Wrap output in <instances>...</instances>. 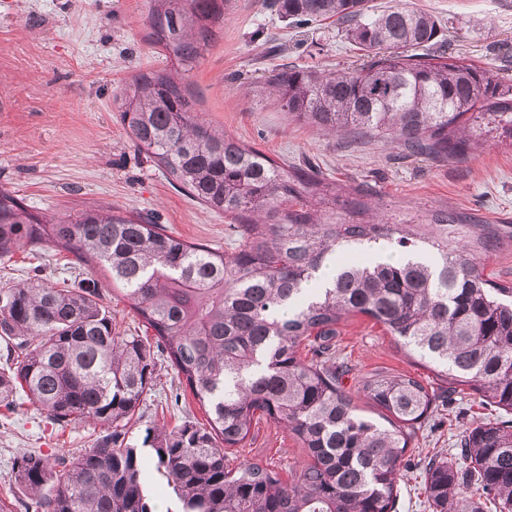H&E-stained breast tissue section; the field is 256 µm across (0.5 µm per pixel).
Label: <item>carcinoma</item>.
I'll return each instance as SVG.
<instances>
[{"label":"carcinoma","mask_w":512,"mask_h":512,"mask_svg":"<svg viewBox=\"0 0 512 512\" xmlns=\"http://www.w3.org/2000/svg\"><path fill=\"white\" fill-rule=\"evenodd\" d=\"M149 40L190 69L216 36L228 0H152ZM299 22L335 19L360 51L347 70L271 75L281 108L328 132L374 138L436 161L468 158L483 137L512 138V79L467 65L440 20L367 0H265ZM121 118L138 149L187 195L231 217L228 255L160 224L89 207L55 221L0 188V254L51 241L99 264L116 296L154 331L120 333L88 288L38 279L0 288V407L23 396L58 424L107 434L78 455L29 452L15 465L31 493L26 512H155L148 461L183 512H393L402 458L437 400L405 375L364 377L381 409L359 412L342 386L338 326L364 315L402 348L512 414V286L485 274L500 228L446 211L394 223L353 185L289 169L193 114L190 91L165 71L120 88ZM300 208L288 207L292 202ZM343 253L332 285L306 284ZM309 347L303 360L299 348ZM170 360L208 426L162 429L150 452L125 442L158 356ZM265 418L286 428L309 461L285 481L261 462L231 466L224 449ZM422 490L435 512H512V420L465 431L460 452L434 457Z\"/></svg>","instance_id":"cac0c4a2"}]
</instances>
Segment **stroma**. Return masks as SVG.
I'll list each match as a JSON object with an SVG mask.
<instances>
[{
	"instance_id": "35a3bbf8",
	"label": "stroma",
	"mask_w": 512,
	"mask_h": 512,
	"mask_svg": "<svg viewBox=\"0 0 512 512\" xmlns=\"http://www.w3.org/2000/svg\"><path fill=\"white\" fill-rule=\"evenodd\" d=\"M371 4L434 14L464 63L512 76V0ZM150 12V0H0V188L42 215L109 208L164 225L184 240L234 251L232 219L175 189L137 150L117 112L114 97L125 81L167 66L148 38ZM357 58L333 21L297 22L270 13L263 0H230L186 82L212 129L288 166L364 185L391 220L445 209L466 224L512 227V140L493 133L466 160L437 162L383 142L320 132L283 112L267 87L277 69H341ZM30 278L93 285L119 330H143L135 312L113 295L103 268L51 242L0 255V287ZM336 351L350 368L346 392L369 416L376 409L358 390L365 375L403 373L429 388L440 385L434 371L361 315L339 325ZM499 415L472 390L443 393L403 457L396 512H432L421 489L428 460L450 455L473 423ZM206 420L204 408L162 360L127 440L139 448L148 431ZM103 433L91 424L51 423L23 398L14 410L0 408V500L16 505L30 497L15 479L16 457L33 451L75 455ZM226 455L234 465L249 460L293 471L308 460L290 432L266 420Z\"/></svg>"
}]
</instances>
